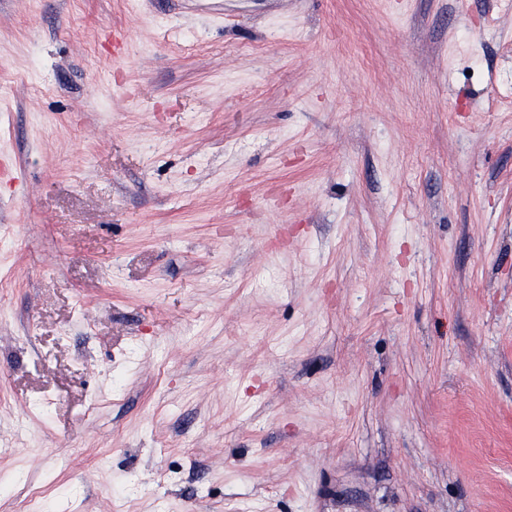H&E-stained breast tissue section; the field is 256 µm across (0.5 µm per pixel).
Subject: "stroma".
Segmentation results:
<instances>
[{"label": "stroma", "instance_id": "1", "mask_svg": "<svg viewBox=\"0 0 512 512\" xmlns=\"http://www.w3.org/2000/svg\"><path fill=\"white\" fill-rule=\"evenodd\" d=\"M0 512H512V0H0Z\"/></svg>", "mask_w": 512, "mask_h": 512}]
</instances>
